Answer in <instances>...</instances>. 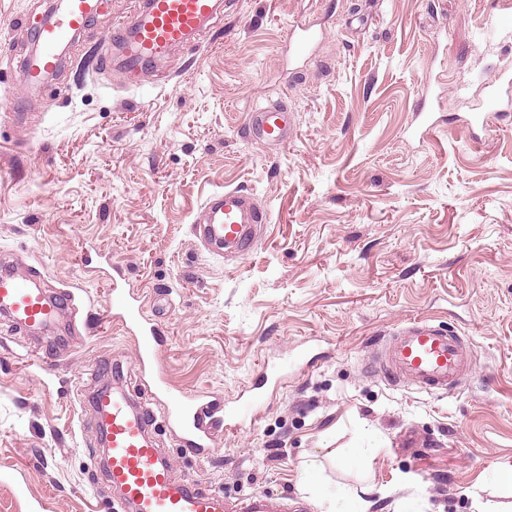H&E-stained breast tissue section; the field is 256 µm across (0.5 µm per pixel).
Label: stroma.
Returning a JSON list of instances; mask_svg holds the SVG:
<instances>
[{
  "label": "stroma",
  "instance_id": "35a3bbf8",
  "mask_svg": "<svg viewBox=\"0 0 512 512\" xmlns=\"http://www.w3.org/2000/svg\"><path fill=\"white\" fill-rule=\"evenodd\" d=\"M54 0H0V267L75 294L76 331L34 338L0 318V512H113L82 396L95 359L122 365L132 335L113 287L168 304L158 350L172 389L255 422L212 454L152 435L177 474L245 504L255 493L318 512L321 487L368 492L371 512H512V113L486 110L512 75V0H221L191 43L128 72L100 0L60 77L24 90L22 65ZM317 41L289 43L296 25ZM283 103L281 146L244 133ZM244 188L266 210L256 250L218 256L192 225L208 196ZM426 319L474 349L448 392L370 371L391 333ZM50 351L56 371L42 370ZM352 448L376 454L348 463Z\"/></svg>",
  "mask_w": 512,
  "mask_h": 512
}]
</instances>
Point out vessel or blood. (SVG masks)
Listing matches in <instances>:
<instances>
[{"label": "vessel or blood", "mask_w": 512, "mask_h": 512, "mask_svg": "<svg viewBox=\"0 0 512 512\" xmlns=\"http://www.w3.org/2000/svg\"><path fill=\"white\" fill-rule=\"evenodd\" d=\"M94 7V0H68L65 12L41 27L38 42L42 51L25 65V86H36L56 68L57 45L86 26ZM215 10L214 0H136L133 11L121 24L129 32L123 41L127 59L142 66L155 62L174 46L188 43ZM245 127L256 142L282 145L291 135V114L284 105L261 106L249 113ZM264 219L263 209L251 195L234 188L208 198L195 220L194 232L203 246H219L246 255L255 250V226ZM72 299L70 291L50 295L30 287L28 278L18 272L0 271V314L15 324L49 328L62 319ZM110 308L114 321L133 335L139 370L154 377L155 398L163 408L158 414L140 408L117 383L95 391L92 422L103 446L106 482L119 492L126 512H224L222 495L203 490L193 479L176 476L169 458L155 446L149 429L156 420H165L172 424L186 452L202 454L210 451L216 429L232 432L244 421L254 419L261 394H252L228 414L218 399L206 393H174L157 359L158 324L139 297L121 288L113 289ZM471 361L472 350L461 337L449 335L425 320L410 322L374 354V364L380 371L426 392L455 388Z\"/></svg>", "instance_id": "b4317fda"}]
</instances>
